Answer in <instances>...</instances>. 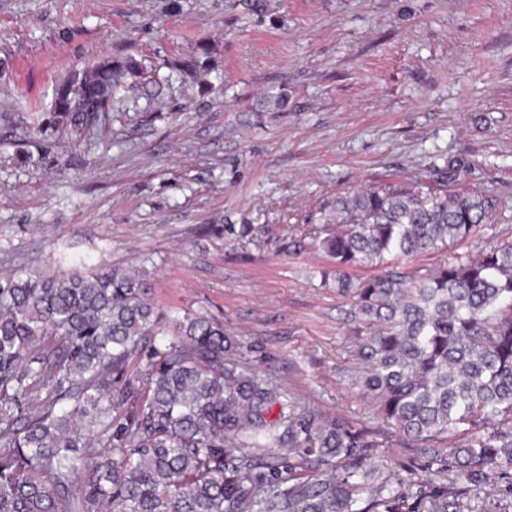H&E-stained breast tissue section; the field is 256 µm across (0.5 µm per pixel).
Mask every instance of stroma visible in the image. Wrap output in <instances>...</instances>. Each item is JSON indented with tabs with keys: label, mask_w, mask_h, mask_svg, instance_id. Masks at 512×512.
<instances>
[{
	"label": "stroma",
	"mask_w": 512,
	"mask_h": 512,
	"mask_svg": "<svg viewBox=\"0 0 512 512\" xmlns=\"http://www.w3.org/2000/svg\"><path fill=\"white\" fill-rule=\"evenodd\" d=\"M202 42L207 68L173 74ZM127 54L147 73L105 122L54 124L64 79ZM451 166L449 190L512 213V0H0V276L136 269L159 312L222 323L320 415L375 424L336 368L334 261L289 237L337 196ZM509 238L501 221L405 268ZM464 508L512 512V470Z\"/></svg>",
	"instance_id": "35a3bbf8"
}]
</instances>
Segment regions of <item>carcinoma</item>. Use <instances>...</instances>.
I'll return each instance as SVG.
<instances>
[{"instance_id":"1","label":"carcinoma","mask_w":512,"mask_h":512,"mask_svg":"<svg viewBox=\"0 0 512 512\" xmlns=\"http://www.w3.org/2000/svg\"><path fill=\"white\" fill-rule=\"evenodd\" d=\"M210 47L179 62L194 72ZM143 73L128 55L71 75L57 120L74 132ZM384 184L336 199V224L289 238L323 249L321 284L351 298L348 385L380 421L355 429L283 399L236 358L224 326L176 321L171 338L145 276L102 264L0 277V512H464L463 500L512 470V240L450 256L421 275L395 264L470 238L499 199ZM372 267L365 284L348 270ZM147 357L142 386L112 374ZM277 417L265 418L273 406ZM448 452L392 482L370 453L393 430ZM106 439L111 455H91Z\"/></svg>"}]
</instances>
